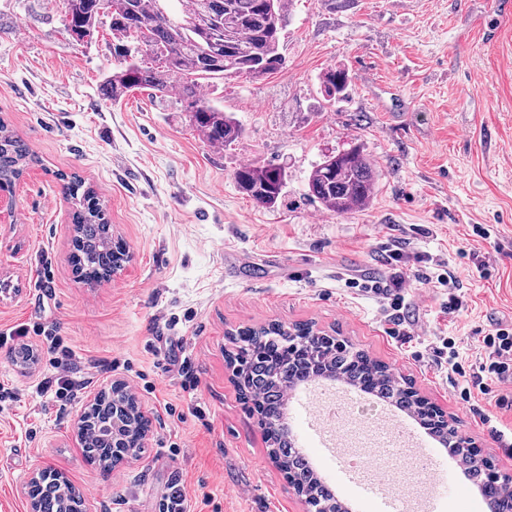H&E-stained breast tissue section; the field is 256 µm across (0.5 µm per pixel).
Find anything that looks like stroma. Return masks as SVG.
<instances>
[{
  "label": "stroma",
  "instance_id": "35a3bbf8",
  "mask_svg": "<svg viewBox=\"0 0 512 512\" xmlns=\"http://www.w3.org/2000/svg\"><path fill=\"white\" fill-rule=\"evenodd\" d=\"M495 4L290 0L282 67L206 89L242 128L216 149L176 92L102 99L116 66L109 28L73 44L64 0H0V120L38 159L12 191L14 223H0V334L26 330L39 357L25 370L0 344V385L17 395L0 411V512H31L25 486L39 467L63 472L87 512H159L174 483L193 512H307L230 379L238 332L273 323L311 324L386 363L444 409L495 472L512 475V384L489 383L463 401V377L435 354L453 339L470 366L485 356L491 323L512 325V17ZM332 67L349 84L330 98L322 75ZM354 147L375 168V190L368 207L339 214L309 196L308 176L324 156ZM253 163L285 170L281 203L258 207L238 191L235 171ZM63 174L97 192L131 256L94 288L69 261ZM394 242L407 256L416 332L406 344L385 334L376 299L344 285L389 274L382 249ZM418 252L459 276V313H441L447 289L416 279ZM47 330L70 365L49 368ZM60 377L85 386L65 402L37 394ZM116 380L133 388L151 428L144 452L106 474L85 462L74 422ZM309 392L341 410L345 454L395 450L402 487L413 488L419 451L431 445L424 430L402 435L346 386ZM288 420L338 495L380 512L325 456L307 415ZM438 466L446 483L463 476L447 456ZM446 483L433 490L435 512H487Z\"/></svg>",
  "mask_w": 512,
  "mask_h": 512
}]
</instances>
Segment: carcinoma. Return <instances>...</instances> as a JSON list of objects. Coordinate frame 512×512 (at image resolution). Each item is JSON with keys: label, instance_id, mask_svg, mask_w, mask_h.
Returning a JSON list of instances; mask_svg holds the SVG:
<instances>
[{"label": "carcinoma", "instance_id": "obj_1", "mask_svg": "<svg viewBox=\"0 0 512 512\" xmlns=\"http://www.w3.org/2000/svg\"><path fill=\"white\" fill-rule=\"evenodd\" d=\"M65 31L69 40L88 44L113 15L125 22L110 23L113 54L119 67L101 85L104 99L120 101L133 90L165 93L178 82L185 111L213 148L237 138L241 129L235 119L203 95L214 79L232 75L263 77L283 65L279 52L287 24L285 0H65ZM347 74L329 69L323 84L328 93L346 88ZM37 162L26 144L0 121V190H12L25 170ZM286 173L274 165L248 164L235 174L238 189L259 207L272 206L283 195ZM376 184L374 167L357 149L327 156L308 178L309 195L336 213L360 210L370 203ZM73 200L77 240L71 256L84 269L91 285L112 276L123 246L112 239L110 224L95 193L83 188L74 175L63 184ZM326 336H316L308 324H271L240 333L231 362L235 383L243 400L252 403L266 429L269 455L286 478L312 507L321 512H342L335 490L311 469L309 458L296 451L285 417L287 389L328 373L342 375L360 390L385 393L417 420L433 428L443 441L455 439L456 431L433 417V409L417 394L392 382L387 367L365 350L343 340L331 349L321 346ZM85 461L103 470L123 455H137L139 440L150 421L121 385L83 415ZM460 465L478 475L488 469L477 455L457 443ZM484 499L490 512L512 509V489L484 481ZM35 505L50 503L54 512H77L80 495L64 473L49 469L26 485Z\"/></svg>", "mask_w": 512, "mask_h": 512}]
</instances>
